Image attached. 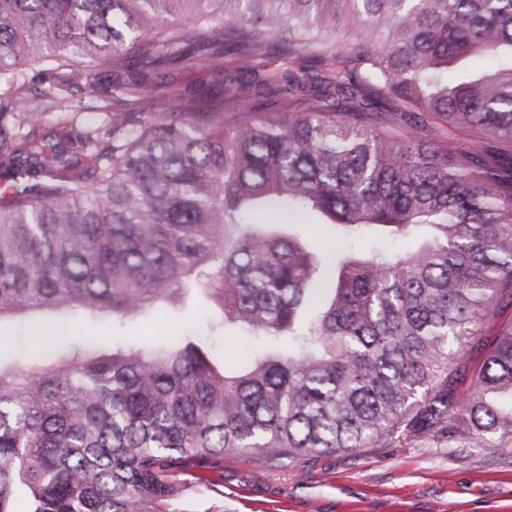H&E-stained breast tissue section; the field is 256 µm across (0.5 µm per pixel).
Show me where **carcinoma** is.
<instances>
[{"instance_id":"cac0c4a2","label":"carcinoma","mask_w":512,"mask_h":512,"mask_svg":"<svg viewBox=\"0 0 512 512\" xmlns=\"http://www.w3.org/2000/svg\"><path fill=\"white\" fill-rule=\"evenodd\" d=\"M264 51L302 61L277 112L252 100L278 79ZM475 53L497 68L471 70ZM225 56L238 76L208 112L149 82ZM33 63L53 73L43 98L136 108L46 112L21 96ZM4 103L0 321H121L204 276L224 325L285 348L230 370L187 324L149 349L0 357V512H163L176 472L226 449L279 467L445 427L450 448L512 453V321L463 398L448 375L512 304V0H0ZM419 112L509 151L452 158L410 134ZM263 210L315 213L334 243L317 257Z\"/></svg>"}]
</instances>
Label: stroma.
<instances>
[{"mask_svg": "<svg viewBox=\"0 0 512 512\" xmlns=\"http://www.w3.org/2000/svg\"><path fill=\"white\" fill-rule=\"evenodd\" d=\"M227 57L216 67L178 66L157 72L160 91L182 92L188 106L206 112L221 99L218 70H233ZM198 285L153 311L119 323L111 317H83L35 311L0 321V352L21 354L36 335L56 337L61 328L88 336L112 334L119 345H155L151 325L197 326L208 335L215 357L240 358L265 346V339L238 331L227 340L212 329L214 320ZM199 481L179 488L166 512H512V455L498 448H452L446 431L394 447L324 453L274 469L253 458L225 452L193 469Z\"/></svg>", "mask_w": 512, "mask_h": 512, "instance_id": "obj_1", "label": "stroma"}]
</instances>
